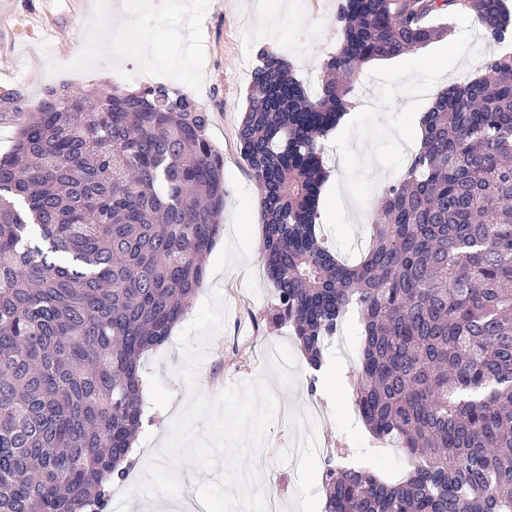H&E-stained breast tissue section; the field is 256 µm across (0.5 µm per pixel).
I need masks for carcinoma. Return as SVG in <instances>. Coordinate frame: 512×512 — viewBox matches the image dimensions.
Segmentation results:
<instances>
[{
  "label": "carcinoma",
  "instance_id": "cac0c4a2",
  "mask_svg": "<svg viewBox=\"0 0 512 512\" xmlns=\"http://www.w3.org/2000/svg\"><path fill=\"white\" fill-rule=\"evenodd\" d=\"M454 12L512 38L504 0H340L315 92L262 51L238 127L262 252L311 369L360 312L355 407L409 468L328 457L323 512H512V51L440 92L419 149L342 262L318 232L320 139L363 63L444 36ZM208 115L163 86L51 89L0 157V512H105L142 426L143 358L163 345L223 231Z\"/></svg>",
  "mask_w": 512,
  "mask_h": 512
}]
</instances>
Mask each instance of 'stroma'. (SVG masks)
<instances>
[{
  "mask_svg": "<svg viewBox=\"0 0 512 512\" xmlns=\"http://www.w3.org/2000/svg\"><path fill=\"white\" fill-rule=\"evenodd\" d=\"M148 0H0L8 19L0 29V155L8 153L34 105L52 88L93 86L109 92L141 83L142 70L160 71L163 82L194 98L209 115L208 136L224 157V234L204 259L202 286L167 342L144 359L150 408L126 479L114 481L106 512H117V497L133 490L128 512H192L199 483L214 472L182 464L177 497L137 493L147 460L162 446L173 418L189 393L174 372L183 363L179 339L212 292L227 306L222 331L209 343L197 371L200 390L214 397L226 387L262 378L277 388V414L258 455L277 472L270 488L280 512H322L323 463L315 451L284 462L283 448L319 442L340 451L345 463L395 481L407 469L401 449L377 441L354 405V356L360 349L359 314L346 315L345 347L329 349L318 374H311L288 325L275 323L276 296L261 250L263 228L259 188L237 139L245 92L259 50L287 54L306 87H314L324 59L337 43L338 0H267L285 14L277 29H262L250 10L253 0H195L144 26L143 41L159 52L120 54L112 61L86 59L88 46L111 42L147 14Z\"/></svg>",
  "mask_w": 512,
  "mask_h": 512,
  "instance_id": "obj_1",
  "label": "stroma"
}]
</instances>
